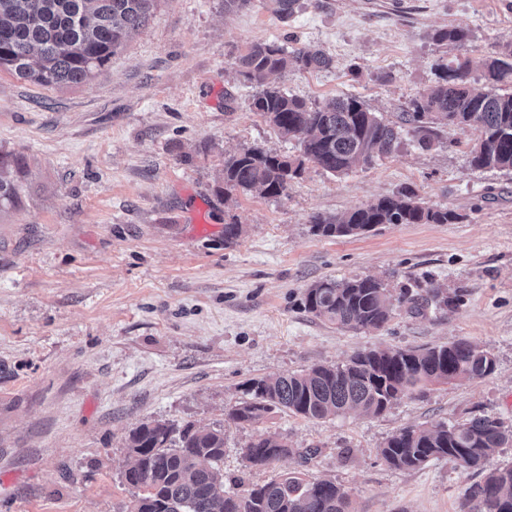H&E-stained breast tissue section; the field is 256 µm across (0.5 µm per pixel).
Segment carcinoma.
<instances>
[{"label": "carcinoma", "mask_w": 512, "mask_h": 512, "mask_svg": "<svg viewBox=\"0 0 512 512\" xmlns=\"http://www.w3.org/2000/svg\"><path fill=\"white\" fill-rule=\"evenodd\" d=\"M155 0H0V67L43 87L91 80L151 15ZM282 19L299 8V0H265ZM439 43L463 46L467 30L448 27L435 34ZM331 65L321 50H288L272 41L254 44L236 59L239 75L261 91L254 111L287 139L300 155L290 157L247 148L224 159V200L239 192L260 191L278 197L297 177L304 161L343 174L358 164L392 152L398 127L382 121L355 97L336 98L323 106L268 86V78L289 69L320 70ZM486 90L472 89L469 55L442 67L436 84L420 93L402 123L430 143V125L472 128L478 133L470 163L477 169L512 170V39L494 56L479 62ZM462 215L433 207L412 191H402L354 208L341 216L314 218L324 237L362 235L380 224H455ZM305 309L341 328L379 329L392 313V295L373 278L322 281L306 289ZM495 369L493 355L467 341L419 350L373 349L343 365H316L288 376L250 379L248 398L227 417L253 425L282 410L308 420L337 417L356 410L381 415L393 403L414 397L432 385L482 378ZM128 466L123 482L135 490L130 512H356L349 492L328 480H307L285 472L242 492L224 488V427L188 423L177 429L145 422L126 440ZM512 446V425L496 418L468 423L406 427L380 448L396 469H418L448 458L462 471L481 470L470 485L461 512H512V466L492 467L499 449ZM313 450L291 448L276 433L250 441L244 452L249 466L266 468L292 455Z\"/></svg>", "instance_id": "carcinoma-1"}]
</instances>
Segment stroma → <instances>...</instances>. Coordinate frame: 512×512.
Segmentation results:
<instances>
[{"instance_id": "35a3bbf8", "label": "stroma", "mask_w": 512, "mask_h": 512, "mask_svg": "<svg viewBox=\"0 0 512 512\" xmlns=\"http://www.w3.org/2000/svg\"><path fill=\"white\" fill-rule=\"evenodd\" d=\"M451 26L468 31L465 47L435 41ZM508 37L512 0H303L285 22L262 0L231 12L224 0H156L86 83L45 88L1 70L0 158L19 171L16 198L0 201V512H128L126 439L149 421L223 426L229 488L299 470L344 487L358 512H460L478 472L445 458L396 469L379 450L407 426L512 424V171L472 168L476 131L443 125L430 146L406 129L391 153L341 175L305 163L276 198L225 202L224 160L299 153L251 109L257 89L235 65L251 44L323 50L330 68L270 86L317 105L353 96L395 124L439 64L493 55ZM406 189L462 222L312 230L315 216ZM228 224L243 227L230 245ZM352 277L453 302L395 305L378 330L304 310L311 285ZM460 339L490 351L494 372L379 416L227 417L246 380ZM267 432L317 454L248 468L245 446Z\"/></svg>"}]
</instances>
